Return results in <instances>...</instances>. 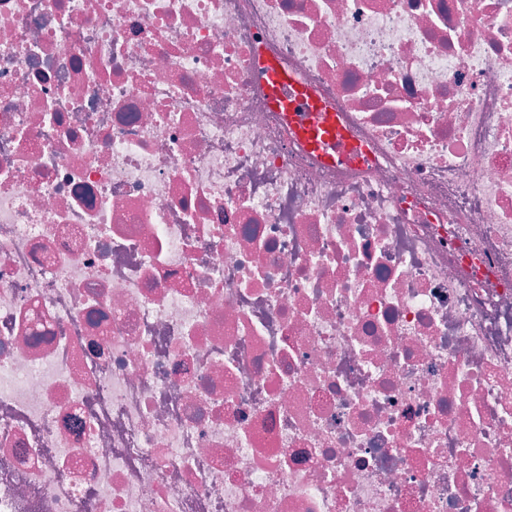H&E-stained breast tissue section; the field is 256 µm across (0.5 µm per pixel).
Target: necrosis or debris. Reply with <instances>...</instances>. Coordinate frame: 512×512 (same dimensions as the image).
Returning <instances> with one entry per match:
<instances>
[{"mask_svg": "<svg viewBox=\"0 0 512 512\" xmlns=\"http://www.w3.org/2000/svg\"><path fill=\"white\" fill-rule=\"evenodd\" d=\"M0 512H512V0H0ZM261 69L270 104L283 113L309 151L330 165L360 161V151L346 141L336 112L312 89L276 61L265 62Z\"/></svg>", "mask_w": 512, "mask_h": 512, "instance_id": "4bbe7bcc", "label": "necrosis or debris"}]
</instances>
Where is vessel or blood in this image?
Instances as JSON below:
<instances>
[{
  "mask_svg": "<svg viewBox=\"0 0 512 512\" xmlns=\"http://www.w3.org/2000/svg\"><path fill=\"white\" fill-rule=\"evenodd\" d=\"M261 74L270 104L283 113L309 151L330 165L359 162L360 152L346 141L336 112L312 89L274 61L265 62Z\"/></svg>",
  "mask_w": 512,
  "mask_h": 512,
  "instance_id": "vessel-or-blood-1",
  "label": "vessel or blood"
}]
</instances>
